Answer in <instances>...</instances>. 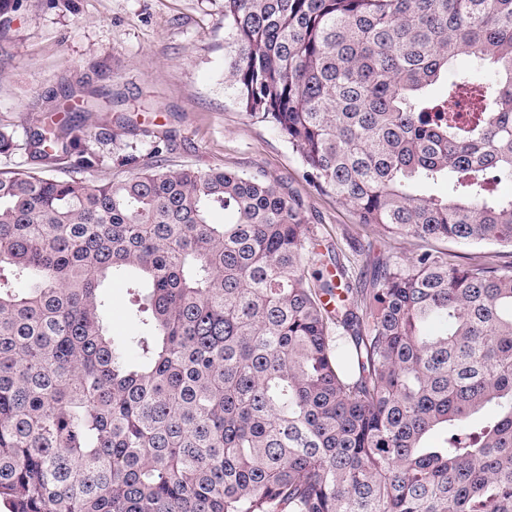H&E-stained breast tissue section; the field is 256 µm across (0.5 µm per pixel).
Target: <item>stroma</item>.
<instances>
[{
	"mask_svg": "<svg viewBox=\"0 0 512 512\" xmlns=\"http://www.w3.org/2000/svg\"><path fill=\"white\" fill-rule=\"evenodd\" d=\"M228 43L224 0H71L66 9L28 0L0 32V125L16 142L0 170L41 171L25 148L27 135L55 121L60 108L106 133L104 147L116 156L134 150L152 161L164 135L163 164L282 180L318 230L319 254L340 249L348 271L368 276L388 257L419 252L417 239L393 243L362 232L348 208L304 179L288 141L241 111L224 80ZM72 88L93 96L97 112L68 110ZM364 238L370 252L353 253L350 242Z\"/></svg>",
	"mask_w": 512,
	"mask_h": 512,
	"instance_id": "1",
	"label": "stroma"
}]
</instances>
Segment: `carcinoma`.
Returning <instances> with one entry per match:
<instances>
[{
  "label": "carcinoma",
  "instance_id": "obj_1",
  "mask_svg": "<svg viewBox=\"0 0 512 512\" xmlns=\"http://www.w3.org/2000/svg\"><path fill=\"white\" fill-rule=\"evenodd\" d=\"M224 29L241 110L359 224L512 249V0H224ZM101 139L37 127L69 176L0 172L10 512H512V264L428 248L338 284L282 182ZM106 290L112 298V309L108 317L110 334L116 338L128 336L133 328L128 317L132 296L122 281H112Z\"/></svg>",
  "mask_w": 512,
  "mask_h": 512
}]
</instances>
